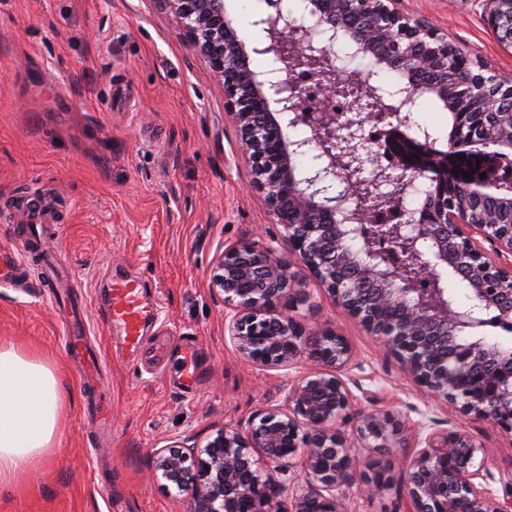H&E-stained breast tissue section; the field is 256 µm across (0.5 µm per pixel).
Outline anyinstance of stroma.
<instances>
[{"label":"stroma","instance_id":"1","mask_svg":"<svg viewBox=\"0 0 512 512\" xmlns=\"http://www.w3.org/2000/svg\"><path fill=\"white\" fill-rule=\"evenodd\" d=\"M399 8L512 81V51L486 25L483 0H400ZM410 118L446 147L449 113L434 97H420ZM249 181L224 90L162 0H0V246L28 257L20 284L0 288V340L35 347L65 381L61 441L20 486L0 488V512H190L189 495L156 472L154 449L218 426L247 429L313 370L304 358L278 369L242 359L225 329L229 310L210 291L225 248L263 246L283 232ZM34 187L52 199L54 222L24 239L14 232L17 202ZM48 255L78 278L88 346L102 355V390L112 399L110 428L99 425L95 395L65 352L56 306L36 294ZM127 276L145 281L160 307L135 358L102 325L108 278ZM303 286L288 313L348 340L358 407L461 430L496 478L512 480L511 431L428 399L312 276ZM159 343L164 365L154 356ZM188 344L204 373L192 388L181 374ZM411 455L360 449L358 474H381L383 484L370 495L342 487L347 512H403Z\"/></svg>","mask_w":512,"mask_h":512}]
</instances>
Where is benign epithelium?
I'll return each instance as SVG.
<instances>
[{
    "label": "benign epithelium",
    "mask_w": 512,
    "mask_h": 512,
    "mask_svg": "<svg viewBox=\"0 0 512 512\" xmlns=\"http://www.w3.org/2000/svg\"><path fill=\"white\" fill-rule=\"evenodd\" d=\"M224 88L250 187L283 227L277 245L249 240L227 248L210 280L230 309L227 330L237 353L267 368L304 357L317 365L291 384L283 409L256 416L242 431L221 427L199 442L192 436L155 450V468L181 492L191 512H279L285 487L262 479L253 452L286 467L298 458L302 482L288 491L291 512H345L341 486L357 480L356 448L407 447L406 423L389 412L353 411L348 369L352 351L340 334L278 309L301 295L299 262L337 306L357 319L402 362L434 401L512 430V350L485 335L512 329V197L496 185L433 174L440 153L426 129L412 130L419 96L430 94L452 114L448 151L466 143L512 150V83L496 79L471 93L457 68L474 65L448 36L407 17L393 0H302L297 13L281 0L242 37L224 0H162ZM485 21L512 48V0H486ZM309 18L310 24L304 23ZM318 39L312 40L311 34ZM372 67L340 77L329 72L338 40ZM272 67L255 71L251 57ZM404 75L390 90L374 84L381 71ZM323 100L308 136L288 129L306 121L296 75H319ZM351 101L339 123L330 100ZM313 152L307 168L297 158ZM431 188L397 224L377 223L372 190L406 175ZM494 246L490 256L482 245ZM467 287L462 304L448 289ZM417 435L405 475L406 512H512V494L499 496L480 446L459 430Z\"/></svg>",
    "instance_id": "1"
}]
</instances>
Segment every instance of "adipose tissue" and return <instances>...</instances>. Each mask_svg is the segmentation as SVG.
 I'll return each mask as SVG.
<instances>
[{
    "label": "adipose tissue",
    "mask_w": 512,
    "mask_h": 512,
    "mask_svg": "<svg viewBox=\"0 0 512 512\" xmlns=\"http://www.w3.org/2000/svg\"><path fill=\"white\" fill-rule=\"evenodd\" d=\"M59 367L13 341H0V486L21 484L61 437Z\"/></svg>",
    "instance_id": "1"
}]
</instances>
